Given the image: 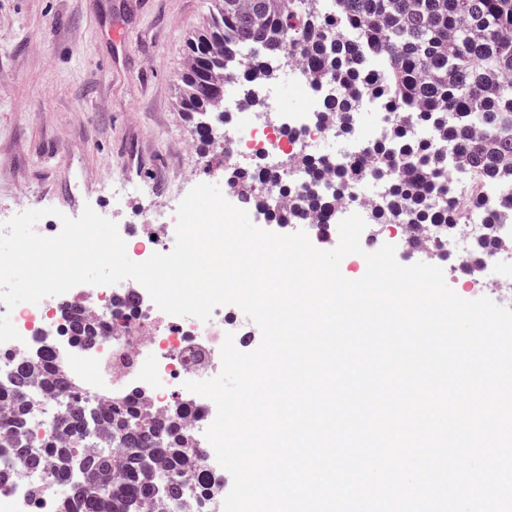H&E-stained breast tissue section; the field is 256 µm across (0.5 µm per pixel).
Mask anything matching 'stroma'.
<instances>
[{
  "label": "stroma",
  "instance_id": "obj_1",
  "mask_svg": "<svg viewBox=\"0 0 512 512\" xmlns=\"http://www.w3.org/2000/svg\"><path fill=\"white\" fill-rule=\"evenodd\" d=\"M213 0H0V207L76 218L85 206L138 225V182L112 197L126 168L160 194L186 175L209 183L219 148L183 151L194 133L178 106L185 42Z\"/></svg>",
  "mask_w": 512,
  "mask_h": 512
}]
</instances>
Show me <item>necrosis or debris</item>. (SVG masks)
Listing matches in <instances>:
<instances>
[{
  "instance_id": "obj_1",
  "label": "necrosis or debris",
  "mask_w": 512,
  "mask_h": 512,
  "mask_svg": "<svg viewBox=\"0 0 512 512\" xmlns=\"http://www.w3.org/2000/svg\"><path fill=\"white\" fill-rule=\"evenodd\" d=\"M270 63L288 70L304 89L307 108L281 109L276 82L252 79L239 59L234 58L226 63L229 77L224 81L221 104L224 120L209 129L212 143L224 149L225 172L243 170L250 178V196H242L239 189L228 184L224 187L225 198L234 205L249 201L268 222L288 201L305 195L308 171L299 160L317 157L319 143L344 142L345 156L360 157L387 133V120L381 115L383 107L371 95H350L356 114L379 115L375 127L366 135L359 124H338L325 112V98L340 95L339 85L315 81L307 66L288 51L271 57ZM273 166L279 176L275 183L266 177ZM370 186L366 197L355 185L344 190L330 189L332 208L318 214L303 213L300 224H332L340 214L348 212L369 218L374 208L390 204L392 197L390 181L374 179ZM142 193L153 203L144 214L141 228L135 230L124 224L119 229L129 258L136 262L145 261L156 252H170L176 239L177 199L154 200V188L149 184L143 185ZM71 309L83 312L95 324L97 333L92 342L84 343L71 336L67 320ZM5 313L10 314L20 338L0 344V383L8 381L19 359L38 357L48 349L80 394L96 406L131 394L136 406L152 409L165 420L170 416L169 394L182 391L185 445L197 456L207 481L178 503L156 500V508L158 512H223L221 474L213 464L210 444L203 438L216 408L211 400L184 388L185 381L204 379L221 366L223 308H215L205 323L194 317L172 316L156 306L140 283L126 280L116 285H78L63 295L11 310L0 302V315ZM88 364L101 370L90 387L80 376ZM29 399L26 434L44 441L60 439L70 403L68 393L48 397L34 387ZM63 466V460L53 459L43 468L19 472L12 482L0 486V512H65L66 497L49 484L50 473Z\"/></svg>"
}]
</instances>
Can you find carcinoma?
Wrapping results in <instances>:
<instances>
[{"mask_svg":"<svg viewBox=\"0 0 512 512\" xmlns=\"http://www.w3.org/2000/svg\"><path fill=\"white\" fill-rule=\"evenodd\" d=\"M336 18L353 29L354 41L327 30L323 0H216L211 25L188 42V66L180 76L179 105L187 113L199 145L211 144L204 114L214 111L224 89V56L237 47L260 44L269 53L289 43L318 81L345 88L355 85L381 99L389 115L387 139L370 148L373 173L394 179L389 207L371 216L373 224H406L409 245L424 249L425 224L448 227L462 219L448 207L454 192L448 179V154L426 141L413 140L409 125L434 128L448 142L455 163L473 177L471 204L487 217L488 237L480 241L469 267L490 260L497 246L493 228L506 202L480 195L482 186L512 185V0H334ZM364 47L386 56L385 66L369 72L359 63ZM325 110L350 120L346 95L331 97ZM310 186L301 208L326 209L330 202L318 187L329 168L326 160L307 158ZM365 170L351 163L336 170V187L353 184ZM70 331L84 342L95 336L94 324L82 313L69 314ZM38 381L54 395L73 384L51 352L24 360L14 369L11 385L0 387V432L16 437L20 469L47 458H75L71 470L56 480L68 487L67 512H141L142 503L158 496L155 461L166 468L165 493L177 499L190 491L185 481L202 478L192 453L183 447L177 419L160 424L135 406L114 401L96 412L79 400L71 403L65 426L69 441L34 448L21 438L28 411V388ZM113 433L124 452H79L86 445L90 421Z\"/></svg>","mask_w":512,"mask_h":512,"instance_id":"cac0c4a2","label":"carcinoma"}]
</instances>
